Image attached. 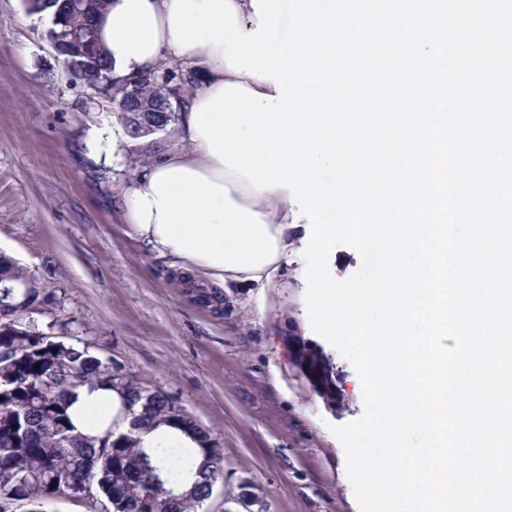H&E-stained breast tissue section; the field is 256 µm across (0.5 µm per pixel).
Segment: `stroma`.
<instances>
[{"label": "stroma", "mask_w": 512, "mask_h": 512, "mask_svg": "<svg viewBox=\"0 0 512 512\" xmlns=\"http://www.w3.org/2000/svg\"><path fill=\"white\" fill-rule=\"evenodd\" d=\"M50 26L25 0H0V248L38 283L34 322L87 342L210 433L224 470L199 512H240L245 497L259 512H360L331 428L362 415L363 394L310 326L303 255L221 306L189 294L124 206L157 148L182 149L177 126L131 137L108 99L69 77ZM292 336L333 358L335 405L293 363Z\"/></svg>", "instance_id": "35a3bbf8"}]
</instances>
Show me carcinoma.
I'll list each match as a JSON object with an SVG mask.
<instances>
[{
    "label": "carcinoma",
    "mask_w": 512,
    "mask_h": 512,
    "mask_svg": "<svg viewBox=\"0 0 512 512\" xmlns=\"http://www.w3.org/2000/svg\"><path fill=\"white\" fill-rule=\"evenodd\" d=\"M61 0H30L31 13H51L50 32L65 26L81 28L85 20L97 21L107 0H86V10L75 17L60 7ZM87 88L98 95L113 91L115 99L129 87L107 86L110 77L104 49H99ZM179 85L196 88L199 70L186 65L135 77L148 97V110L130 111L121 118L134 138L148 129L166 128L177 118L171 96ZM27 272L8 260L0 261V282L23 283ZM40 296L39 288H22L18 294L4 289L0 295V503L17 493L20 500L39 506L57 499L81 484L97 487L107 512H198L210 496L212 483L223 470L221 448L210 434L163 393L139 386L125 372L112 371V361L98 356L85 343L59 340L46 328L26 321L22 310ZM297 366L313 388L329 403L336 402V367L321 348L293 337ZM87 384L106 386L123 397L128 427L102 436L85 435L72 423L69 409L77 390ZM167 425L192 436L195 448L182 449L175 462L161 448H145L141 434Z\"/></svg>",
    "instance_id": "carcinoma-1"
}]
</instances>
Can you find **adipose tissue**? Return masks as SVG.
<instances>
[{"label":"adipose tissue","instance_id":"1","mask_svg":"<svg viewBox=\"0 0 512 512\" xmlns=\"http://www.w3.org/2000/svg\"><path fill=\"white\" fill-rule=\"evenodd\" d=\"M173 0H108L99 21L113 81L155 71L202 56V83L189 94L178 127L186 149L159 151L125 197L134 233L159 253L169 255L189 279L219 289L266 288L281 274L296 241L306 235L307 220H294L289 190L255 191L247 177L231 175L212 157L205 138L193 127V113L220 87L235 83L275 95L274 82L230 70L222 48L209 43L181 49L174 42L169 12ZM121 409L119 393L83 388L70 409L83 432L106 431Z\"/></svg>","mask_w":512,"mask_h":512}]
</instances>
